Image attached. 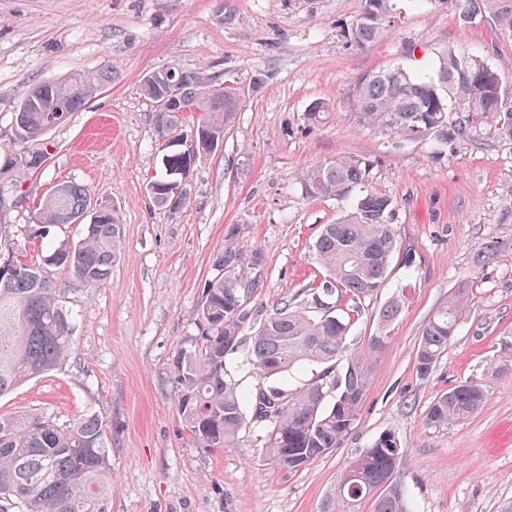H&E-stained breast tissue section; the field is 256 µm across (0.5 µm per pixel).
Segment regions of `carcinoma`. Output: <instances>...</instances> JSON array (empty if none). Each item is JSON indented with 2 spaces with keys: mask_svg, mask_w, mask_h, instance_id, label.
<instances>
[{
  "mask_svg": "<svg viewBox=\"0 0 512 512\" xmlns=\"http://www.w3.org/2000/svg\"><path fill=\"white\" fill-rule=\"evenodd\" d=\"M459 21L469 23L484 12L512 38V0H448ZM393 0H364L352 25L354 40L364 46L381 39L391 23ZM496 69L478 57L448 49L432 74L420 76L394 66L357 78L350 104L360 120L384 132L431 138L455 149L489 126L512 141V100ZM112 68L73 72L62 80L34 84L12 115L14 140L29 145L0 165V180H14L44 170L49 159L39 143L46 127L64 125L73 113L105 85ZM153 103L152 119L163 140L182 131L188 113L207 138L224 137L234 122L242 95L220 87L204 70L166 67L142 83ZM459 115L451 121L448 106ZM194 155L170 151L162 155L160 175L150 181L153 202L172 214L188 194L172 185L176 172L190 166ZM369 164L338 156L302 173L310 198H344L354 190L353 206L334 224H326L314 244L323 280L302 292L301 299L280 302L256 318L244 298L260 288V277L248 271L263 266L257 249H246L234 237L224 242L205 283L198 311V333L188 337L172 359L177 411L202 448H229L247 428L261 433L269 461L297 470L339 446L351 430L366 394L370 367L364 354L351 348L350 334L361 314L362 300L384 286L397 251L391 200L365 190ZM40 230L85 222L84 237L49 244L47 262L68 268L88 286L103 284L112 273L122 238L115 209H92L84 186L64 181L38 206ZM12 271L0 274V396L63 364L74 350V322L64 305V290L41 270L18 258ZM470 299L463 284L448 296L425 324L415 361L422 377L430 375L448 350L462 310ZM403 304L394 297L380 312V331L370 347L383 346L387 328ZM262 379L288 375V386L259 385L245 389L237 375ZM512 376V353L506 351L479 379L449 389L429 408L424 423L445 427L482 409L487 382ZM111 443L102 420L85 415L67 425L34 416L20 421L0 416V512H108L112 496ZM403 452L396 436L382 433L348 465L320 512H354L365 500L372 512H412L407 492L395 474Z\"/></svg>",
  "mask_w": 512,
  "mask_h": 512,
  "instance_id": "obj_1",
  "label": "carcinoma"
}]
</instances>
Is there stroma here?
<instances>
[{
	"label": "stroma",
	"mask_w": 512,
	"mask_h": 512,
	"mask_svg": "<svg viewBox=\"0 0 512 512\" xmlns=\"http://www.w3.org/2000/svg\"><path fill=\"white\" fill-rule=\"evenodd\" d=\"M388 35L350 38L364 0H0V162L14 148L11 114L29 88L111 67L114 80L49 135L42 175L0 182V253L15 251L65 290L77 343L58 369L0 396V415L66 425L97 414L111 441L110 512H319L347 464L381 433L403 449L396 476L414 512H512V377L490 382L469 419L430 429L434 401L479 378L512 341V141L482 130L455 151L385 133L349 105L357 77L400 65L430 74L440 53L484 59L512 93V39L491 18L462 23L445 0H395ZM176 66L233 74L244 102L222 144L192 167L189 204L156 207L148 181L165 143L144 76ZM329 110L309 123L311 103ZM370 164L367 188L393 202L397 252L384 288L353 330L370 384L340 447L291 470L268 461L256 434L200 447L176 409L171 360L197 332L202 289L228 236L264 255L255 311L293 300L321 268L313 246L351 199L308 198L300 175L338 156ZM85 186L123 224L110 278L96 287L46 264L35 208L57 183ZM497 252L485 266L476 256ZM473 298L429 376L415 353L424 325L457 285ZM401 314L380 349L378 314ZM403 304L401 295L398 293L391 301H389L380 312V331L378 335L372 336L370 341L371 349H377L383 346L389 336H387V328L395 320L397 314L400 312Z\"/></svg>",
	"instance_id": "35a3bbf8"
}]
</instances>
